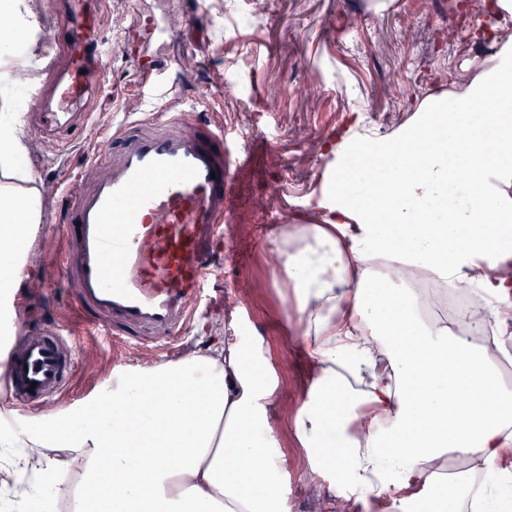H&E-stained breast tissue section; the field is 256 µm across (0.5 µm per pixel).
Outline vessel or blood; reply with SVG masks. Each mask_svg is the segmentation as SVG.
<instances>
[{"instance_id": "b4317fda", "label": "vessel or blood", "mask_w": 512, "mask_h": 512, "mask_svg": "<svg viewBox=\"0 0 512 512\" xmlns=\"http://www.w3.org/2000/svg\"><path fill=\"white\" fill-rule=\"evenodd\" d=\"M66 29L49 43L64 54L53 83L25 88L62 117L103 91L98 0H65ZM235 178L223 126L193 108L122 123L104 155L87 159L65 190L59 263L83 322L127 345L172 349L197 319L224 256ZM74 351L64 329L23 338L7 360V388L37 403L59 393Z\"/></svg>"}]
</instances>
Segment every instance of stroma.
I'll list each match as a JSON object with an SVG mask.
<instances>
[{
  "instance_id": "1",
  "label": "stroma",
  "mask_w": 512,
  "mask_h": 512,
  "mask_svg": "<svg viewBox=\"0 0 512 512\" xmlns=\"http://www.w3.org/2000/svg\"><path fill=\"white\" fill-rule=\"evenodd\" d=\"M460 0H102V39L124 41L138 24L169 27L168 37L139 47L144 61L165 71L162 97L139 93L137 67L112 51L106 81L125 88L116 100L99 98L74 134L42 133L36 107L21 86L13 88L17 120L27 142V164L42 201L41 223L55 225L62 192L85 157L102 152L123 118L163 112L168 102L195 106L236 133L250 154L236 176L238 206L224 227L228 250L215 282L224 299L204 314L212 331L236 314L263 336L276 370L281 398L271 424L281 437L286 512H390L388 496L354 502L333 475L311 468L294 441L290 420L306 359L300 339H288L296 316L290 288L271 267L265 239L287 224L313 218L327 182L323 141L342 134L348 113L361 112L368 129L386 134L412 118L410 104L449 88L459 67L490 58L494 43L472 41V24L485 9L462 15ZM198 10L195 27L171 21ZM57 238L32 232L23 248L29 277L15 288L11 315L0 322V352L8 334L28 336L52 322L68 328L76 367L67 390L45 401L59 414L93 395L114 369L157 363L154 351L113 344L85 330L74 315L51 255Z\"/></svg>"
}]
</instances>
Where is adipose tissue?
I'll use <instances>...</instances> for the list:
<instances>
[{
    "label": "adipose tissue",
    "mask_w": 512,
    "mask_h": 512,
    "mask_svg": "<svg viewBox=\"0 0 512 512\" xmlns=\"http://www.w3.org/2000/svg\"><path fill=\"white\" fill-rule=\"evenodd\" d=\"M0 31V58H20L32 25L26 0ZM491 59L468 63L449 92L418 103L409 125L377 135L353 114L326 142L329 173L310 224L267 240L276 276L292 289L309 382L292 417L308 459L357 498L392 496L481 512L497 487L458 472L435 480L446 453L488 469L512 453V384L494 354L512 353V33ZM0 86V297L10 298L19 245L42 203L20 165L27 146ZM488 113L489 137L474 113ZM466 291L492 347L451 320L424 319L404 269ZM279 396L263 336L240 317L170 362L117 369L91 408L0 426V462L14 478L5 512H54L69 496V454L87 494L73 512H284L271 454Z\"/></svg>",
    "instance_id": "adipose-tissue-1"
}]
</instances>
